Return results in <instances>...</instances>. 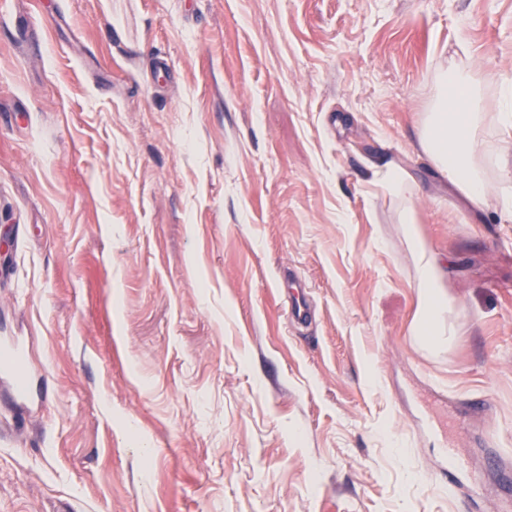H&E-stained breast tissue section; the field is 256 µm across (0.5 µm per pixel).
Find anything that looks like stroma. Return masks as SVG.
Returning <instances> with one entry per match:
<instances>
[{
  "label": "stroma",
  "instance_id": "1",
  "mask_svg": "<svg viewBox=\"0 0 512 512\" xmlns=\"http://www.w3.org/2000/svg\"><path fill=\"white\" fill-rule=\"evenodd\" d=\"M451 64L498 145L512 0H0V512H502L512 221L415 136ZM377 176L381 187L391 194H400L408 186L409 176L407 172L393 163L387 164L377 172ZM413 208L407 207L400 213L404 235L409 243L419 283L417 310L414 318V335L432 336L430 347L439 349L448 345L455 336V329L448 321L454 308L453 301L442 287L441 271L430 249L417 235ZM448 335V338H447ZM22 360V350L19 346L3 347L0 352L1 373L11 378L13 396L16 401L24 402L30 395L28 379L16 370V364Z\"/></svg>",
  "mask_w": 512,
  "mask_h": 512
}]
</instances>
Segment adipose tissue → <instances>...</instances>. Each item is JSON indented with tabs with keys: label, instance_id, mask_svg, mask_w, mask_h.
I'll use <instances>...</instances> for the list:
<instances>
[{
	"label": "adipose tissue",
	"instance_id": "1",
	"mask_svg": "<svg viewBox=\"0 0 512 512\" xmlns=\"http://www.w3.org/2000/svg\"><path fill=\"white\" fill-rule=\"evenodd\" d=\"M485 114L480 109L477 85L471 73L451 67L441 75V99L418 127L420 148L428 162L465 196L477 211L488 207L489 186L476 161L486 152L480 134ZM399 222L409 243L419 283L414 333L430 337L432 348L445 346L454 335L447 318L453 301L442 286L441 271L430 249L417 235L412 208Z\"/></svg>",
	"mask_w": 512,
	"mask_h": 512
}]
</instances>
